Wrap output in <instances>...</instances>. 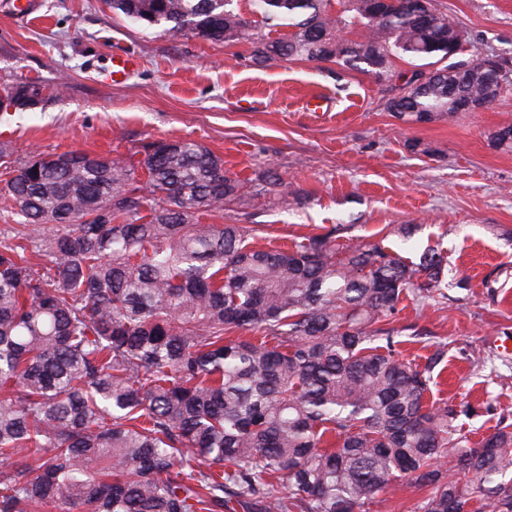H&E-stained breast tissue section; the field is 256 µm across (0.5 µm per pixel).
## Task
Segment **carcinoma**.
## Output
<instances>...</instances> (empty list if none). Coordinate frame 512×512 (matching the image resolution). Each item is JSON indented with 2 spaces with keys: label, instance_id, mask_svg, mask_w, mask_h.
<instances>
[{
  "label": "carcinoma",
  "instance_id": "obj_1",
  "mask_svg": "<svg viewBox=\"0 0 512 512\" xmlns=\"http://www.w3.org/2000/svg\"><path fill=\"white\" fill-rule=\"evenodd\" d=\"M108 2L249 42L256 66L396 77L386 109L408 123L491 97L484 63L512 73L451 54L465 32L406 0H257L288 29L274 39L234 0ZM405 58L417 78L396 73ZM140 166L38 153L0 190L22 217L0 228V512H371L398 481L429 490L418 512H512V431L471 442L465 410L430 398L445 345L419 364L380 326L407 297H445L442 251L414 265L332 231L253 247L239 224L199 223L253 180L191 139L151 143Z\"/></svg>",
  "mask_w": 512,
  "mask_h": 512
}]
</instances>
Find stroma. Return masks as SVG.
I'll return each instance as SVG.
<instances>
[{
  "instance_id": "35a3bbf8",
  "label": "stroma",
  "mask_w": 512,
  "mask_h": 512,
  "mask_svg": "<svg viewBox=\"0 0 512 512\" xmlns=\"http://www.w3.org/2000/svg\"><path fill=\"white\" fill-rule=\"evenodd\" d=\"M36 17L0 11V96L35 83L42 102L0 112V149L144 156L153 141L193 139L227 176L270 170L264 196L228 202L205 224H240L257 245H292L337 231L339 241L383 243L418 261L435 246L449 261L446 297L405 308L388 326L410 358L434 343L435 398L469 406L457 420L471 440L512 424V151L490 137L512 125V96L479 112L408 123L387 112L390 82L336 64L276 58L252 63L251 44L211 42L132 21L106 0H37ZM467 33V51L512 63V0H435ZM141 66L98 81L112 48ZM413 227L411 238L397 234Z\"/></svg>"
}]
</instances>
